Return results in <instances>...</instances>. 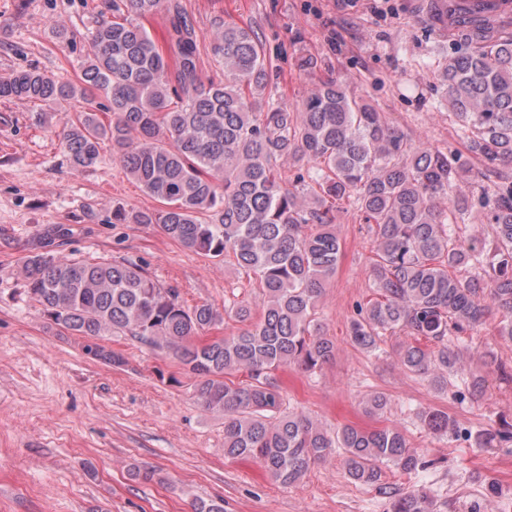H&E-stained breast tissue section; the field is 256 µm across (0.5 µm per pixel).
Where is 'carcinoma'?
<instances>
[{"instance_id": "1", "label": "carcinoma", "mask_w": 512, "mask_h": 512, "mask_svg": "<svg viewBox=\"0 0 512 512\" xmlns=\"http://www.w3.org/2000/svg\"><path fill=\"white\" fill-rule=\"evenodd\" d=\"M171 14L168 52L142 21ZM141 22L132 23L128 13ZM464 25L441 71V98L461 120L465 150L415 147L370 103L333 78L294 109L254 110L268 87L262 44L247 25L219 21L214 51L224 79L200 75L195 28L173 0H104L87 35L80 73L65 80L38 69L0 78V98L89 108L65 122L62 146L71 167L96 165L103 145L123 170L161 204L114 219L157 224L182 247L224 262L261 285L262 311L253 320L244 302L224 311L203 302L187 307L143 268L117 261L73 262L35 252L23 264V286L53 323L76 336L129 335L171 353L194 376L193 397L224 413V456L250 457L284 486L299 484L311 466L341 455L348 476L378 484L384 469L417 476L430 462L394 426L345 424L332 431L304 412H281L276 372L314 373L336 343L324 333L317 304L336 275L341 212L352 207L373 236V297L358 302L347 327L353 346L380 351L403 332L401 366L438 390L448 376L470 395L485 380L469 374L450 337L461 341L490 317L512 341V180L493 196L450 195L457 180H480L512 166V31L483 12L458 11ZM104 98L109 122L91 108ZM299 164L292 183L279 162ZM480 167H474L473 160ZM479 208L491 233H460L457 215ZM230 318L244 325L212 340L201 334ZM85 352L108 364L124 359L92 342ZM369 418L383 416V393L360 402ZM429 430L456 440L471 433L439 411L421 410ZM478 448L512 442V426L479 431ZM390 512H433L427 492L393 496Z\"/></svg>"}]
</instances>
